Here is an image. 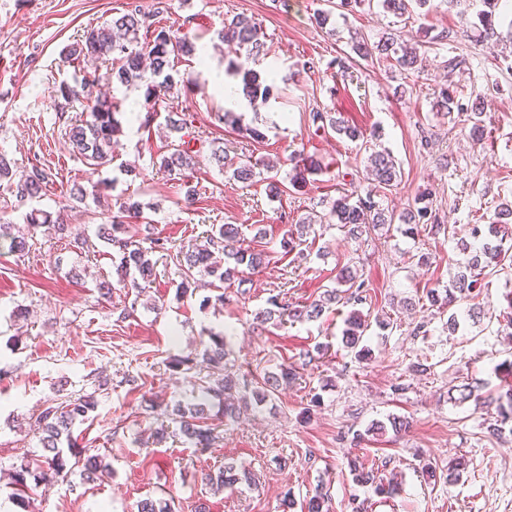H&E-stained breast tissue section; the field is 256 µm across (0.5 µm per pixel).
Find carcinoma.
Returning a JSON list of instances; mask_svg holds the SVG:
<instances>
[{"label": "carcinoma", "instance_id": "1", "mask_svg": "<svg viewBox=\"0 0 512 512\" xmlns=\"http://www.w3.org/2000/svg\"><path fill=\"white\" fill-rule=\"evenodd\" d=\"M498 0H486L489 10L479 15L482 26L480 36L492 38L495 35L493 8ZM430 0H382L383 8L401 19L412 14L411 6L416 4L424 8ZM158 12L146 14L139 6H130L125 13L100 25L87 28L79 42L70 46L65 58L82 72L80 83L72 86L60 83L55 89L57 116L63 124V136L69 142L73 156L92 170L104 167L112 162V147L117 143L116 137L122 133L117 115L120 114L121 102L109 99L96 92L102 77L126 88L147 86V93L159 89L169 92L178 81V72L174 70V60L181 57L196 60L199 68L205 63L198 55V46L185 37H179L169 27L153 21ZM218 39L224 43L235 58L229 60L227 72L240 79L241 91L249 102L266 99L271 95V86L266 84L259 72L249 67L248 61H255L264 54V42L254 18L237 13L224 19V26L217 31ZM351 50L364 60H386L407 76L420 72L422 58L416 48L404 39V34L397 29H388L373 43L363 36L351 38ZM246 61H240L241 55ZM436 107L440 112H457V117L470 126V135L479 139L483 136L480 125V113L469 108L457 99L456 94L448 88L440 89ZM312 121L317 128H331L338 134H344L351 140H358L362 132L344 125V121L330 112H315ZM167 138L166 153L162 155L159 169L163 172L183 176L195 169L198 150L194 149L195 137L186 133L183 113L172 106L164 117ZM217 166L231 178L247 182L256 177L255 167L241 162L238 166L228 162L224 147L218 146L211 151ZM289 184L296 191H301L310 183V176L320 169L312 157L299 152L290 158ZM370 175L382 189L398 185L402 175L400 167L392 156L386 152H376L370 158ZM52 180L49 169L33 166L28 170L17 172L14 162L0 153V181L9 184L15 197L21 201L41 197ZM496 220L489 224L471 225L470 234L476 243L463 245L468 257L459 267L458 272L445 289V297H440L435 289L426 291L430 306L441 308L468 298L478 285V274L485 271L496 273L507 269L505 258L512 252V244L504 246L505 232L502 225L512 221V203L498 205ZM406 225L404 233L415 234L418 225L430 223V231L438 232L437 215L429 206L424 205L409 209L401 216ZM27 227L45 228V232L60 239L71 236L69 225L60 215L42 209H34L26 215ZM338 224L351 237L357 238L363 233L385 224L394 223V213L381 208L374 196H362L357 192H344L330 204L329 212L314 219L304 217L298 224L287 230L283 246L291 249L301 246L313 224ZM126 226L120 217L115 216L110 224L98 225L97 236L104 242L118 248L120 262L116 266L117 275L126 280L132 279V286L144 290L153 283L156 272L155 262L149 257V251L135 240L125 237ZM241 231L236 224L215 225L204 236V240L195 243L187 250H179L172 259L181 271V282L176 287V295H186L197 283V277L210 278V286L219 290V294L206 297L204 303L224 304L221 289L231 281L244 283L239 277V267L246 265L252 269L264 263L260 251L242 250L238 247ZM33 235L21 231L12 233V225L0 224V241L9 242V249L21 256L30 249L29 240ZM337 287L324 292L322 298L309 304H294L277 295L268 299L269 307L254 314L255 323L264 325L271 322L282 323L288 319L292 322H309L320 319L327 305L341 301L352 306L362 305L369 296L368 284L357 277L349 268H342L336 275ZM368 322L362 318L360 311L354 309L345 319L342 341L345 347L355 351L361 358L367 352L358 348L360 340L368 330ZM202 360L210 368L223 373V377L201 386V401L184 406L180 403L170 407L155 402L150 397L143 398L145 410L163 413L175 417L181 434L197 448H210L217 436L211 420H236L240 414L264 405L280 387L296 377V369L282 367L278 373H266L260 377L241 368L228 360L225 336L213 333L209 343L204 346ZM504 404L499 406V419L494 429L499 431L512 423V388L499 396ZM97 401L92 395H81L60 403H48L35 418L39 430V441L43 455L38 458L22 457L20 464L13 466V492L11 501L20 508L30 504L28 478L39 482H51L65 478L74 468H80V475L92 481L108 473L109 465L103 463L98 455L82 456L78 451L77 438L73 427L83 422L94 411ZM355 480L359 483L374 485L376 495L385 499L398 493L397 483L377 476L375 468L369 470L353 468ZM253 481L252 474L233 461H226L215 472L208 474V484L219 490L227 485ZM329 498L322 490L302 505L303 512H329Z\"/></svg>", "mask_w": 512, "mask_h": 512}]
</instances>
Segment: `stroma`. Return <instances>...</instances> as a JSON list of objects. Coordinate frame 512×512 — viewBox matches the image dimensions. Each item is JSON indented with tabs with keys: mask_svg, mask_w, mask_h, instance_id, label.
<instances>
[{
	"mask_svg": "<svg viewBox=\"0 0 512 512\" xmlns=\"http://www.w3.org/2000/svg\"><path fill=\"white\" fill-rule=\"evenodd\" d=\"M129 0H0V152L18 167L51 168L53 181L40 198L18 202L0 182V224L25 226L31 209L62 212L86 244L73 247L36 232L22 256L0 246V512H12L11 489L2 481L24 455L40 452L31 419L50 400L92 394L98 408L76 424L85 454L103 457L112 472L95 482L80 474L31 490L30 512H138L146 499L169 500L174 512H301L316 487L331 497V512H512V434L492 435L488 425L499 412L498 396L512 387V374L500 370L512 361V337L503 332L504 297L512 292L507 274L486 276L477 301L478 316L467 306L425 308L427 290H444L462 260L461 239L472 224L491 223L499 204L512 201V58L496 40L475 41L470 32L485 10L484 0H461L460 7L416 10L410 18L425 61L413 75V92L401 91L403 75L387 62L351 56L354 35L377 39L393 16L381 6L334 9L330 0H168L161 24L179 35L210 45L206 70L176 61L181 76L200 79L192 92L159 96L155 108L174 103L186 115L198 140V164L190 176L199 193L186 200L176 180L160 171L164 147L158 135L123 119L110 165L92 172L71 153L60 134L54 89L78 76L62 55L86 27L124 13ZM329 12L327 27L316 22ZM254 16L264 34L261 67L277 72L279 93L265 102L239 107L242 123L260 128L255 142L219 123L224 94L214 76L225 73L227 47L212 41L225 18ZM461 64L449 69L447 62ZM450 86L463 103L481 104L482 141L436 111L435 95ZM336 112L361 128L365 140L351 141L317 130L310 113ZM222 142L231 157L267 166L266 176L243 183L221 174L211 157V141ZM388 150L398 162L401 183L382 206L402 213L427 196L445 232L403 236L384 226L359 239L337 226L313 225L301 252L284 253L287 225L309 213H325L345 188V173L363 170L369 150ZM301 150L318 159L305 193L288 183L289 156ZM135 166L138 176L128 175ZM282 189L268 195V179ZM110 181V204L93 199L75 205L73 184L85 188ZM134 199L143 214L126 217L135 240L160 239L166 247L194 243L215 224L240 225L244 247L265 251L259 271H244V285L224 291L223 306L204 305L207 287L176 299L180 271L164 251L152 252L156 280L143 293L124 287L112 261V246L97 236L112 221L117 203ZM429 264H419L420 254ZM370 285L361 307L370 326L363 338L371 351L358 360L342 343L349 307L333 305L316 322L254 328L252 316L268 298L287 292L305 304L335 287L341 268ZM81 280H74V272ZM113 283L111 297L100 295V280ZM23 318H15V311ZM457 315L460 327L449 333ZM390 319L387 329L379 320ZM427 335L412 336L417 323ZM226 333V348L244 370L261 375L296 366L297 380L280 388L259 412L218 428L213 447L195 448L170 424L166 439L151 434L162 419L141 405L149 395L163 403H194L201 383L214 374L200 363L187 374H173L174 356L202 353L210 333ZM323 357L305 361L315 344ZM427 365L426 373L409 369ZM402 392H395V385ZM468 385L464 401L448 398L452 386ZM321 405H310L312 395ZM408 418V431L387 428L389 417ZM385 431L372 432L375 423ZM361 441H354V434ZM467 467L448 481L454 459ZM234 460L250 468L256 483L214 492L205 475ZM380 465L384 478L397 479L399 493L377 497L371 486L354 482L350 463ZM436 479H428L427 469Z\"/></svg>",
	"mask_w": 512,
	"mask_h": 512,
	"instance_id": "35a3bbf8",
	"label": "stroma"
}]
</instances>
